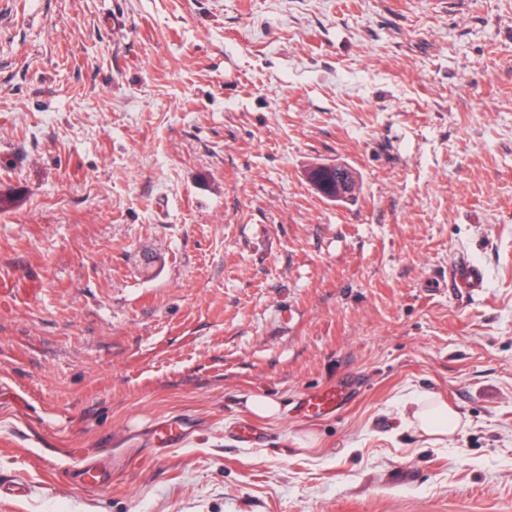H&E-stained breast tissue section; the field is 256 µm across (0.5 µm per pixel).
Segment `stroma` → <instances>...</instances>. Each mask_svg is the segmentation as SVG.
Returning a JSON list of instances; mask_svg holds the SVG:
<instances>
[{
    "mask_svg": "<svg viewBox=\"0 0 512 512\" xmlns=\"http://www.w3.org/2000/svg\"><path fill=\"white\" fill-rule=\"evenodd\" d=\"M0 193V512H512V0H0ZM327 165V164H314L312 166H310V168L307 170V179L309 180V182L314 186V188L325 198L327 199H331V200H336V199H339V198H344L346 197L347 195L351 194V192L353 191L354 187H355V176H354V173L349 170L348 168H345V167H342V169L340 170V174L343 175V180L345 182H349L350 185H351V191L348 192L347 195H343V196H339L340 193L336 192V173H334L332 176H330L331 180L333 181V184H334V188L332 189V194H335V197H332V198H328L325 194H323L319 189H317V186H316V183L319 181V180H326L325 177H321V179L319 178V175L320 173L323 171V168L324 166ZM449 282L453 288L468 298L479 294L485 288L484 269L465 259L458 260L448 270ZM355 380L347 378L336 386L307 395L299 402L300 414L309 420L336 413L347 401L355 386ZM407 403L412 406L409 423L429 437L451 436L459 428L457 413L438 392L415 394Z\"/></svg>",
    "mask_w": 512,
    "mask_h": 512,
    "instance_id": "35a3bbf8",
    "label": "stroma"
}]
</instances>
